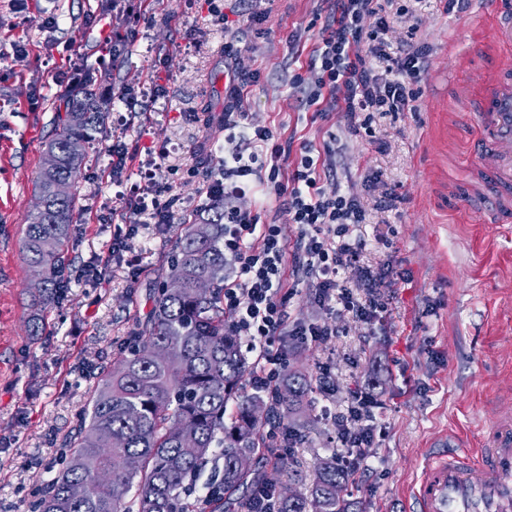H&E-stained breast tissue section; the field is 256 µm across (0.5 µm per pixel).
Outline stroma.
Returning <instances> with one entry per match:
<instances>
[{"label":"stroma","mask_w":512,"mask_h":512,"mask_svg":"<svg viewBox=\"0 0 512 512\" xmlns=\"http://www.w3.org/2000/svg\"><path fill=\"white\" fill-rule=\"evenodd\" d=\"M236 20L246 51L244 67L261 79L243 108L253 124L280 140L321 142L344 120L311 121L288 67L289 40L302 55L315 46L321 24L311 0H270L264 33L248 22L241 0H217ZM419 35L430 48L412 112L378 122L380 144L349 141L338 159L343 188L371 202L364 177L381 173L403 201L372 213L356 229L366 241L363 265H390L397 298L366 324L334 312L301 291L293 314L307 323L336 322L323 342L286 336L284 369L317 378L328 367L330 394L313 391L294 420L302 440L283 463L259 461L280 490L308 493L309 476L335 454L334 417L357 386L375 385L372 410L379 435L363 484L346 489L349 512H406L430 452L477 446L485 428L512 423V221L489 224L494 204L476 172L474 126L458 107L462 90L478 88L497 52H475L479 11L451 14L443 0H417ZM110 0H0V512H33L62 468L61 450L73 439L93 392L145 324L151 290L169 271L181 220L205 206L204 185L224 169V126L206 124L224 111V30L206 0H142L121 31L120 51L106 44ZM111 70L102 95L115 103L78 180V203L68 243L64 299L44 314L40 335L28 333L31 271L20 246L36 194L44 148L56 127L62 95L78 82ZM162 92L151 96L154 84ZM147 113L130 124L123 103ZM124 127L125 183L139 182L146 158L156 180L174 198V221L138 216L134 234L112 181V135ZM126 235L123 252L112 241ZM140 259L138 278L126 264ZM297 469L304 482L288 479Z\"/></svg>","instance_id":"stroma-1"}]
</instances>
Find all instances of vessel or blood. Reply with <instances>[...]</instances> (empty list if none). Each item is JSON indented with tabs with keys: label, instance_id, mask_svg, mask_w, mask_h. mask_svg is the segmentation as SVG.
<instances>
[{
	"label": "vessel or blood",
	"instance_id": "obj_1",
	"mask_svg": "<svg viewBox=\"0 0 512 512\" xmlns=\"http://www.w3.org/2000/svg\"><path fill=\"white\" fill-rule=\"evenodd\" d=\"M494 43L512 47V0H497ZM477 162L498 201L485 220L512 218V64L498 68L469 101ZM495 481H488V472ZM409 512H512V426L491 429L486 447L434 453L413 490Z\"/></svg>",
	"mask_w": 512,
	"mask_h": 512
}]
</instances>
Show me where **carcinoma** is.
<instances>
[{"label": "carcinoma", "instance_id": "carcinoma-1", "mask_svg": "<svg viewBox=\"0 0 512 512\" xmlns=\"http://www.w3.org/2000/svg\"><path fill=\"white\" fill-rule=\"evenodd\" d=\"M62 104L64 114L45 144L56 152L57 165L38 173L44 206L30 213L21 244L24 262L43 280L33 296V336L42 329L41 312L67 290L65 246L77 183L90 161L87 147L105 131L110 106L89 89ZM58 183L69 185L67 195H56ZM199 224L205 227L200 238ZM201 279L210 283L204 296L196 293ZM250 372L240 337L224 325V200L217 197L197 221L183 225L147 324L129 337L126 353L95 390L88 420L79 425L74 449L62 454L65 467L38 512H190L184 496L215 448L224 458L219 493L267 483L238 469L236 460L265 453L264 425L299 412L311 383L303 373H285L271 404L242 391ZM76 484L89 488L86 497L71 495ZM338 486L347 487V476L332 456L317 467L310 496L277 495L278 512H347Z\"/></svg>", "mask_w": 512, "mask_h": 512}]
</instances>
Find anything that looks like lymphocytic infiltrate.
<instances>
[{
	"mask_svg": "<svg viewBox=\"0 0 512 512\" xmlns=\"http://www.w3.org/2000/svg\"><path fill=\"white\" fill-rule=\"evenodd\" d=\"M316 12L324 22L318 42L307 63L306 74L292 80L302 90L301 105L314 117L337 113L350 136L375 141L378 119L398 117L410 110L419 96L416 88L430 48L418 39L408 0H316ZM407 22L405 39L392 45L386 38L390 20ZM224 33V127L247 126L243 103L259 70L241 65V48L233 41L236 22L225 19ZM382 67H375V60ZM246 142L233 146L231 165L222 177L208 180L207 197L224 199V257L235 273L224 280V308L234 316L232 328L248 336L258 352L251 383L258 391L274 396L280 376L277 366L284 357L283 336H304L321 342L336 335V324H305L293 319L290 309L299 283H313L312 293L324 307H340L355 318L369 321L386 311L396 294L388 269L359 263L364 241L353 234L355 225L367 223L371 211L388 212L399 195L381 185L379 174L367 181L378 192L372 207L342 188L326 190V181L337 174L336 149L332 142L314 146L302 141H278L268 126H247ZM274 191L279 210L257 213L238 207L250 185ZM162 193L153 170H146L140 185L132 188L126 204L134 213L151 208L157 224H168L173 213L162 204ZM300 228L296 242L281 233L280 212ZM376 404L374 395L357 387L345 411L335 418L336 440L342 459L351 471L369 457L375 429L368 419Z\"/></svg>",
	"mask_w": 512,
	"mask_h": 512,
	"instance_id": "obj_1",
	"label": "lymphocytic infiltrate"
}]
</instances>
